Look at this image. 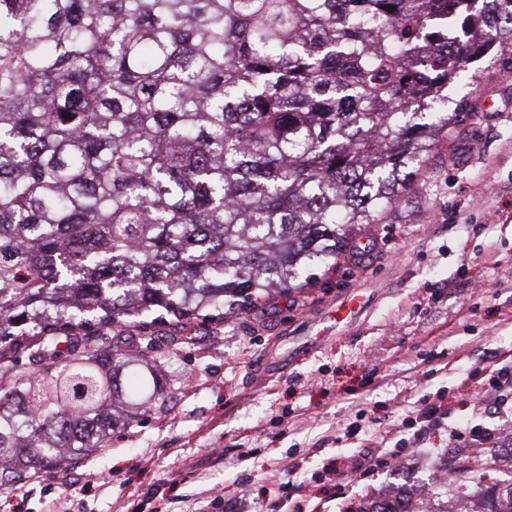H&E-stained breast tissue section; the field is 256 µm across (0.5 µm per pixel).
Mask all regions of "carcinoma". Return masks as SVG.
Segmentation results:
<instances>
[{
	"label": "carcinoma",
	"instance_id": "obj_1",
	"mask_svg": "<svg viewBox=\"0 0 512 512\" xmlns=\"http://www.w3.org/2000/svg\"><path fill=\"white\" fill-rule=\"evenodd\" d=\"M489 69L512 0H0V490L164 406L112 326L335 264Z\"/></svg>",
	"mask_w": 512,
	"mask_h": 512
}]
</instances>
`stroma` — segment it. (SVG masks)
I'll return each mask as SVG.
<instances>
[{
  "mask_svg": "<svg viewBox=\"0 0 512 512\" xmlns=\"http://www.w3.org/2000/svg\"><path fill=\"white\" fill-rule=\"evenodd\" d=\"M362 238L366 258L344 253L302 291L203 325L155 323L165 408L0 491V512H348L432 481L502 425L485 399L512 367V76L479 75ZM288 348L296 363L259 381L263 355ZM428 403L441 423L420 434L409 422ZM392 448L403 471L384 461Z\"/></svg>",
  "mask_w": 512,
  "mask_h": 512,
  "instance_id": "1",
  "label": "stroma"
}]
</instances>
